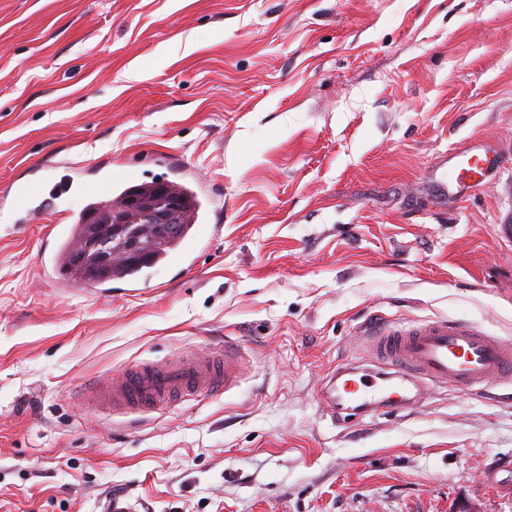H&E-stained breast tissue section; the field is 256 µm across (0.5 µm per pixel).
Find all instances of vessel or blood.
I'll return each instance as SVG.
<instances>
[{
  "mask_svg": "<svg viewBox=\"0 0 512 512\" xmlns=\"http://www.w3.org/2000/svg\"><path fill=\"white\" fill-rule=\"evenodd\" d=\"M505 165L497 151L473 141L444 155L435 178L440 197H462ZM378 371L352 366L329 378L324 409L336 416L376 413L381 407L406 409L417 393L432 384L474 392L512 382V343L462 319L441 318L378 326L370 331ZM239 371V356L195 354L173 361L143 362L113 377L99 391V404L113 411L147 414L190 396L230 390Z\"/></svg>",
  "mask_w": 512,
  "mask_h": 512,
  "instance_id": "obj_1",
  "label": "vessel or blood"
}]
</instances>
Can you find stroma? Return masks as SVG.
<instances>
[{
  "label": "stroma",
  "instance_id": "1",
  "mask_svg": "<svg viewBox=\"0 0 512 512\" xmlns=\"http://www.w3.org/2000/svg\"><path fill=\"white\" fill-rule=\"evenodd\" d=\"M472 140L512 154V0H0V512H512V384L323 410L371 320L512 341V174L429 185ZM111 169L197 191L196 262L57 287L43 253ZM228 342L226 393L87 392Z\"/></svg>",
  "mask_w": 512,
  "mask_h": 512
}]
</instances>
